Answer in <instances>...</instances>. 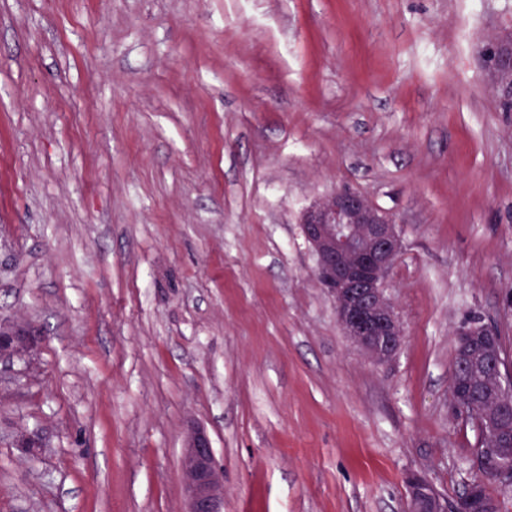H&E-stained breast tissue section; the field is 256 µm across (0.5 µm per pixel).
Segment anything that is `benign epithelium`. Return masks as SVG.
<instances>
[{"mask_svg": "<svg viewBox=\"0 0 512 512\" xmlns=\"http://www.w3.org/2000/svg\"><path fill=\"white\" fill-rule=\"evenodd\" d=\"M299 224L313 255L320 283L336 305L337 321L352 343L377 365L390 363L405 336L400 316L385 291L388 273L402 250L401 231L394 220L363 195L338 190L314 201L300 214ZM495 328L479 315L463 321L456 331V353L467 361L475 345L494 335ZM42 342L29 325L0 319V362L21 359L28 366ZM455 415L467 419L465 394L459 381L449 390ZM480 438L494 439L498 422L488 414L474 419ZM15 445L29 455L43 447L39 435L24 433ZM180 475L187 501L186 512H224V472L217 465L205 432L191 428L185 438ZM408 501L412 502L430 481L423 475L406 476Z\"/></svg>", "mask_w": 512, "mask_h": 512, "instance_id": "1", "label": "benign epithelium"}]
</instances>
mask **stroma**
<instances>
[{"label": "stroma", "instance_id": "stroma-1", "mask_svg": "<svg viewBox=\"0 0 512 512\" xmlns=\"http://www.w3.org/2000/svg\"><path fill=\"white\" fill-rule=\"evenodd\" d=\"M508 32L512 0H0V317L43 336L0 385V512H185L192 425L224 512L455 498V332L512 337V112L477 59ZM342 189L402 232L386 366L299 224Z\"/></svg>", "mask_w": 512, "mask_h": 512}]
</instances>
